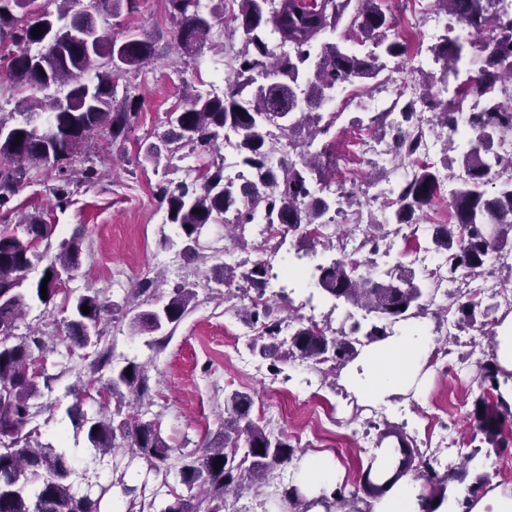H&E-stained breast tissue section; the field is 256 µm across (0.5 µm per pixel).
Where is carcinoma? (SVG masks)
I'll use <instances>...</instances> for the list:
<instances>
[{
	"mask_svg": "<svg viewBox=\"0 0 512 512\" xmlns=\"http://www.w3.org/2000/svg\"><path fill=\"white\" fill-rule=\"evenodd\" d=\"M61 2L57 15L44 14L33 22L30 16L36 12V0H0V49L8 48L0 60L5 62L7 80L22 92L14 111L0 113V512H100L110 487L120 486L126 496L136 492L122 475L111 486L100 487L96 495L89 488L78 489L71 480L69 448L38 441L39 429L31 425L32 401L42 395V389L50 388L55 376L32 374L35 359H46L45 342L38 332L15 334L32 305L56 306L61 277L80 267L83 238L64 239L57 252L49 255L53 225L39 213L17 217L14 198L42 173L51 172L54 184L48 190L57 206L71 203L81 187L97 181L98 171L85 155L89 142L100 132L113 143L126 140L136 116L130 96L117 100L111 79L99 77L91 87L81 83L91 59L80 41H66L60 35L59 47L31 54L54 21L62 29L73 30L92 24L93 18L84 11H72L76 0ZM386 2L277 0L271 7L270 0H233L229 34L242 32V45L233 58L234 79H226L223 96L188 98L167 113L168 129L147 148V157L156 164L163 157L174 159L185 148L208 157L201 182L173 186L164 180L156 185L155 195L167 205L170 223L180 229L188 259H207L197 242L203 224L224 225L225 238L238 245L252 224H281L284 233L298 232L305 238L306 228L329 224L335 215L348 220L344 204L351 203L354 192L321 196L329 189L327 172L336 166L331 153L324 149L312 155L302 150L292 160L284 149L294 146L292 140L304 121L314 127L315 136L330 132L336 113L325 114L321 108L333 92L377 78L385 69L382 58L407 55L405 41L387 38L393 23ZM432 2L454 20L431 47L434 60L443 62L444 75L464 76L455 92L475 94L480 107L467 110L457 97L441 101L422 93L395 99L394 113L379 112L371 123L379 136L393 139L394 169H403L394 198L384 204L386 224L418 232L421 217L440 196V168L457 169L452 174L456 188L448 199L450 222L429 224L425 233L434 253L448 261V283L460 282L466 288L449 289L448 306L434 311L426 280L416 279L415 270L400 262L381 273L366 274L358 273L353 263L339 255L312 266L309 287L376 314L380 324L365 334L370 341L388 336L395 323L421 315L439 319L453 310L458 323L468 325L476 322L478 313L489 317L494 306L473 301L467 286L499 263L512 242V156L492 152L495 141L512 136V101L506 97V84L512 83V16L497 6L498 0ZM199 4L200 0H166L175 25V44L187 63L198 62L213 43L212 24L199 12ZM342 23L346 40L372 49L361 52L326 39V33L337 31ZM38 25L42 34L31 35ZM274 39L288 46V53H276L271 48ZM476 43L479 54L465 56L464 46ZM154 52L153 43L136 33L119 43L104 30L93 44V55L117 62L120 76L140 70ZM421 106L432 111L431 124L447 130L448 139L457 142V158L439 165L420 155L413 129ZM222 132L239 137L236 164L247 175L241 184L224 177V159L218 157ZM20 133L23 137L18 141ZM489 152L493 153L490 158ZM79 157L85 163L80 171L73 168ZM41 263V276L51 274L44 296L40 279L23 287L27 272ZM213 269L220 271L218 284L227 287L241 279L263 291L272 278L271 266L261 260L248 268L243 262L224 260ZM154 288V280H142L123 306L109 303L96 290L77 296L70 303L60 341L94 354L93 378L76 389V402L65 410L76 433H84L87 452L102 457L112 452L120 437L128 442L132 455L158 472L173 448L160 423L141 412L151 398L146 367L134 358L125 359L120 367L111 366L112 350L102 346L100 329L105 317L118 311L130 316L131 333L154 337L150 346L162 344L167 329L176 327L196 307L197 294L192 285L182 283L160 301L154 298ZM84 305L89 307L87 314L82 312ZM245 320L261 324L265 343L260 351L277 358L284 318L267 306L252 311ZM359 331L356 322L350 331L342 329L329 336L323 329L299 322L288 337L287 354L302 361L345 362L357 354L354 335ZM511 381L512 375L500 372L495 354L479 363L480 393L470 417L474 432L494 448L512 445V430L506 427L512 421V403L506 398ZM88 401L97 406L90 416L82 409ZM251 404L246 392L225 395L220 441L183 456L175 470L182 485L198 492L152 503L154 512H199L204 501L207 512H225L227 496L258 490L275 467L292 460L295 447L253 421ZM391 437L404 455L402 463L425 481L432 497L445 498L449 484L462 480L476 455L466 453L455 468L441 472L401 430H379L377 445ZM219 459L222 466L216 469L214 462ZM368 475L369 471L363 472L349 495L332 494V500L325 502L326 512L381 492L382 486L373 484ZM283 497L292 512H309L312 507L293 486L283 490Z\"/></svg>",
	"mask_w": 512,
	"mask_h": 512,
	"instance_id": "carcinoma-1",
	"label": "carcinoma"
}]
</instances>
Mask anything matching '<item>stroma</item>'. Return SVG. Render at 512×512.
<instances>
[{"label": "stroma", "instance_id": "obj_1", "mask_svg": "<svg viewBox=\"0 0 512 512\" xmlns=\"http://www.w3.org/2000/svg\"><path fill=\"white\" fill-rule=\"evenodd\" d=\"M388 7L396 18V34L408 44L406 58L388 61V73L403 69L417 88L430 89L438 99L448 100L453 90L441 82V67L432 61L429 48L433 40L421 35L422 23L434 16V9L425 7L423 0H389ZM106 27L116 40H125L128 31L134 30L155 47L154 60L141 73L121 80L135 97L138 112L124 147L112 146L104 135L94 139L100 180L94 187L80 190L66 209L53 207L46 176L25 187L14 203L19 211L42 213L55 224L53 243L76 233L83 236L81 265L66 282L71 295L98 289L107 300L120 303L138 281L150 277L157 282L158 299L164 300L175 285L195 284L197 308L185 316L161 348L146 346L144 337L130 333L127 321L109 319L104 325V341L113 346L115 361L128 356L146 364L152 395L150 415L160 421L164 437L176 452L188 454L219 439L224 431V396L241 390L252 397V417L261 419L273 433L287 436L298 455H331L343 471L346 487H353L366 461L374 457L377 427H398L420 443L427 416L436 409L446 419L447 433L458 448L477 451L479 460L487 463L490 477L501 478V464L512 462V447L476 446L467 421L479 394L477 368L483 357L468 342L474 327H457L456 340L450 344L444 337H434V344L447 347L448 354L429 359L426 390L399 396L388 406L364 402L349 391L342 382V368L335 362H276L260 354L254 341L235 337L236 327L243 324L251 306L250 294L242 291L225 299L224 288L214 282L209 264L183 255L166 207L154 194L159 181H176L180 175L176 166L157 165L145 157L147 145L166 129L167 112L185 97L202 93L211 69L206 66L197 72L180 59L173 47L174 26L165 0H135L134 9L125 8L108 17ZM363 107L348 90L339 91L326 106L327 111L336 113V122L329 135L313 141L311 152H319L329 138L340 144L347 141L354 131L351 119ZM352 168L363 224L383 223L386 211L382 203L371 200L386 182L382 171L372 168L365 157L354 159ZM66 316V311L57 307L35 306L18 325L19 334L34 330L55 345L47 356V370L56 380L35 402L33 423L39 428L40 442L54 444L62 438L75 448V483L110 485L101 512H127L129 506H141L148 489L157 490L162 500L186 494V487L178 481L161 480L144 460L131 458L125 441H117L112 454L95 460L85 454V438L76 435L64 410L75 402L73 385L88 377L89 360L83 350L58 343ZM333 407L342 409L343 422L328 417ZM118 464L126 467L127 482L140 487L136 497H126L113 486ZM291 482V466L277 468L259 492L229 499L226 512H291L282 496Z\"/></svg>", "mask_w": 512, "mask_h": 512}]
</instances>
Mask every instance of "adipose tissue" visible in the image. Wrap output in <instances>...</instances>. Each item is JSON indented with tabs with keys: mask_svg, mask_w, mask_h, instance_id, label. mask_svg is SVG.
Wrapping results in <instances>:
<instances>
[{
	"mask_svg": "<svg viewBox=\"0 0 512 512\" xmlns=\"http://www.w3.org/2000/svg\"><path fill=\"white\" fill-rule=\"evenodd\" d=\"M431 350L429 336L403 326L396 334L364 346L343 371V383L359 397L389 403L394 396L424 387L423 368ZM340 480L338 464L324 453L304 455L293 469L292 484L312 501L310 512H325L317 500L330 496ZM422 485L414 472H407L381 496L365 497L360 508L362 512H512V486L495 479L486 482L480 493L462 487L441 503L424 498Z\"/></svg>",
	"mask_w": 512,
	"mask_h": 512,
	"instance_id": "ef3b65f1",
	"label": "adipose tissue"
}]
</instances>
